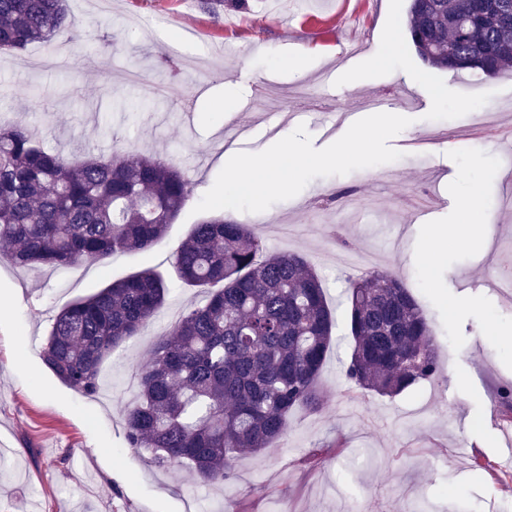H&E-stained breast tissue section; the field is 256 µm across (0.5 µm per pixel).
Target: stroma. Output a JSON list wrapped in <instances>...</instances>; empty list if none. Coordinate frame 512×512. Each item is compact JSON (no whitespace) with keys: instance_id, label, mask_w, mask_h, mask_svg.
I'll return each mask as SVG.
<instances>
[{"instance_id":"stroma-1","label":"stroma","mask_w":512,"mask_h":512,"mask_svg":"<svg viewBox=\"0 0 512 512\" xmlns=\"http://www.w3.org/2000/svg\"><path fill=\"white\" fill-rule=\"evenodd\" d=\"M89 35L60 31L51 46L0 52V116L37 127L45 149L68 160L112 147L151 152L183 168L191 197L150 248L102 263L22 269L0 244V512H512V480L499 459L508 424L498 407L512 387V293L487 288L491 263L512 272V67L489 78L430 67L407 30L409 0H115L106 10L68 0ZM441 88L423 95L417 78ZM281 127L305 125L314 147L331 144L317 112L355 111L372 96L384 112L411 118L390 141L399 160L319 177L265 211L196 212L219 173L226 121L247 128L241 152L275 140L260 120L271 97ZM495 121L472 124L473 105ZM109 123L111 137L99 126ZM347 190L364 210L325 205ZM479 210L459 215L462 197ZM500 213L499 223L479 212ZM250 221L267 250L296 252L323 280L337 326L320 374L325 405L288 417L273 450L235 462L224 486L190 469H155L128 448L124 413L135 373L153 342L204 297L182 284L174 251L195 224ZM465 221L477 245L434 240L439 259L417 260L429 224ZM368 255L399 274L424 310L440 371L395 398L352 387L345 288L364 275L346 256ZM168 285L162 309L102 364L104 392L88 397L61 383L41 350L63 306L139 270ZM473 453L459 455L460 440ZM319 451L321 463L309 460Z\"/></svg>"}]
</instances>
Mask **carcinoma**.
<instances>
[{
  "mask_svg": "<svg viewBox=\"0 0 512 512\" xmlns=\"http://www.w3.org/2000/svg\"><path fill=\"white\" fill-rule=\"evenodd\" d=\"M466 5L410 0L411 42L432 67L494 76L512 65V16L461 24L454 16ZM76 26L67 0H0V50L48 43ZM189 197L183 170L161 158L115 151L73 163L38 145L27 125L0 122V243L13 246L8 259L17 267L64 268L143 251ZM174 260L179 279L207 295L154 342L125 413V439L158 467L186 465L222 485L239 456L272 449L291 412L321 411L319 377L335 318L307 261L265 252L245 224L194 225ZM166 295L164 280L142 270L71 302L51 319L45 365L63 384L97 394L102 363L139 334ZM348 300L351 384L395 396L438 374L435 337L400 277L353 279Z\"/></svg>",
  "mask_w": 512,
  "mask_h": 512,
  "instance_id": "carcinoma-1",
  "label": "carcinoma"
}]
</instances>
